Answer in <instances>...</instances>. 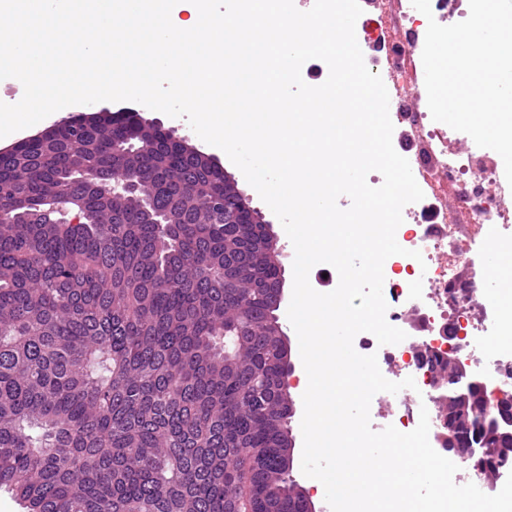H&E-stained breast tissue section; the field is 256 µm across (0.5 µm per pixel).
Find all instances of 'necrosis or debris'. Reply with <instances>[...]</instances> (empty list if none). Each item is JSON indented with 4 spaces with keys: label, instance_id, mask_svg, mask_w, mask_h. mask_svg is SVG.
Instances as JSON below:
<instances>
[{
    "label": "necrosis or debris",
    "instance_id": "1",
    "mask_svg": "<svg viewBox=\"0 0 512 512\" xmlns=\"http://www.w3.org/2000/svg\"><path fill=\"white\" fill-rule=\"evenodd\" d=\"M412 40L397 44L387 31L370 33L359 28L356 38L364 49V60L371 72L391 68L405 82L417 75L421 61L419 48L424 35L414 13H407ZM407 123L427 151L443 158L441 173L419 156L410 164L415 179L424 193L421 201L408 204L402 211L403 222L396 231V240L403 254L384 264V298L388 304L386 320L406 332L407 337L396 345H379L373 334L357 335L355 346L377 355L381 373L394 382L414 378L417 393L395 396L385 419L402 432L416 428L421 411H428L429 441L439 454L448 452V406L437 396L440 371L449 356H456L473 375L489 385L488 403L496 405L512 398V351L489 348L475 352L472 338L489 330L493 335L512 334L508 321L512 313L500 307H482L477 303L475 277H463L462 269L471 267V252L479 231H487L502 245L512 244V198L501 157L493 150L462 154L447 153L449 140L458 133L446 124L434 121L429 111L402 107L393 125ZM457 195L458 208L444 207L448 192ZM480 216L482 225H471L470 235L460 238L456 222L458 211ZM420 252V259L410 258V251Z\"/></svg>",
    "mask_w": 512,
    "mask_h": 512
}]
</instances>
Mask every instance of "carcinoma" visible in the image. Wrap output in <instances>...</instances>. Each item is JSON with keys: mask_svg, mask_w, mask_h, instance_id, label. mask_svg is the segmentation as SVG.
Listing matches in <instances>:
<instances>
[{"mask_svg": "<svg viewBox=\"0 0 512 512\" xmlns=\"http://www.w3.org/2000/svg\"><path fill=\"white\" fill-rule=\"evenodd\" d=\"M128 122L0 156V487L25 512H305L264 229ZM450 406L448 443L479 447L480 386Z\"/></svg>", "mask_w": 512, "mask_h": 512, "instance_id": "cac0c4a2", "label": "carcinoma"}]
</instances>
